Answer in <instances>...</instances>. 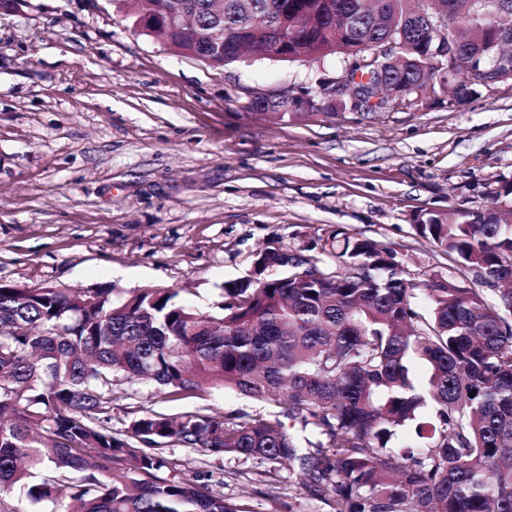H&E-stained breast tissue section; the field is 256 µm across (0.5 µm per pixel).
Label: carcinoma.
<instances>
[{
  "label": "carcinoma",
  "instance_id": "carcinoma-1",
  "mask_svg": "<svg viewBox=\"0 0 512 512\" xmlns=\"http://www.w3.org/2000/svg\"><path fill=\"white\" fill-rule=\"evenodd\" d=\"M126 16L173 51L209 57L212 0H190L195 33L146 22L142 0ZM494 0H223L224 54L263 56L288 33V62H348L371 42L395 41L385 65L411 103L512 80L499 59L512 12ZM461 42L449 67L435 51ZM270 123L310 116L287 102L251 101ZM418 235L496 292L408 276L384 244L342 228L323 239L326 258L266 248L251 273L224 284L203 311L179 290L115 285L78 290L0 284V512L15 498L52 512H249L220 483L178 467L166 447L263 458L300 472L304 489L330 496L332 512H512V210L431 211ZM332 265H325V259ZM117 382L149 384L167 398L233 390L287 416L166 414L145 409L112 431ZM425 440L399 450L405 430Z\"/></svg>",
  "mask_w": 512,
  "mask_h": 512
}]
</instances>
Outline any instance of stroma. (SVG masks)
Masks as SVG:
<instances>
[{"label": "stroma", "mask_w": 512, "mask_h": 512, "mask_svg": "<svg viewBox=\"0 0 512 512\" xmlns=\"http://www.w3.org/2000/svg\"><path fill=\"white\" fill-rule=\"evenodd\" d=\"M250 56L215 69L135 29L117 0H22L0 15V283L179 289L208 307L260 250L318 252L336 228L395 249L413 278L473 284L421 238L418 213L512 209V80L448 104L272 124L254 94L342 75ZM253 416L230 390L168 401L117 383L112 428L137 411ZM250 512H331L298 472L168 449Z\"/></svg>", "instance_id": "1"}]
</instances>
